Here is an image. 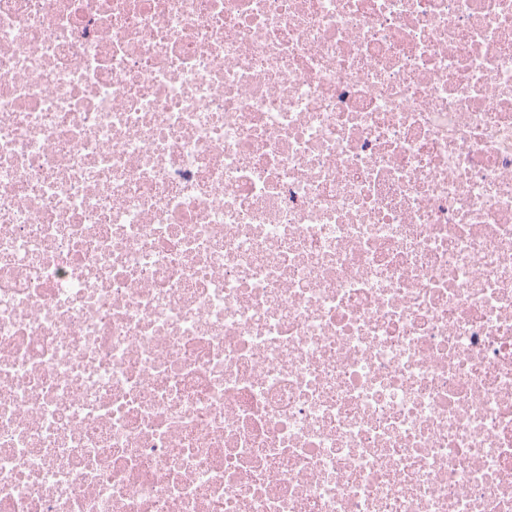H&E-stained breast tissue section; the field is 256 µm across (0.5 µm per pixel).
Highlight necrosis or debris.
<instances>
[{
    "instance_id": "obj_1",
    "label": "necrosis or debris",
    "mask_w": 512,
    "mask_h": 512,
    "mask_svg": "<svg viewBox=\"0 0 512 512\" xmlns=\"http://www.w3.org/2000/svg\"><path fill=\"white\" fill-rule=\"evenodd\" d=\"M0 512H512V0H0Z\"/></svg>"
}]
</instances>
